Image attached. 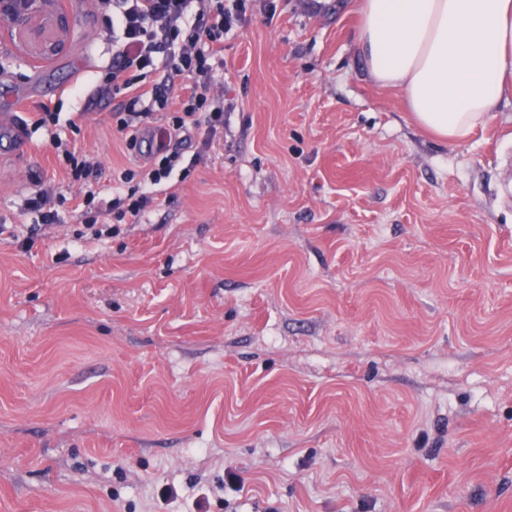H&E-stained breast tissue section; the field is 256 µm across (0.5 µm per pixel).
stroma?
<instances>
[{
  "label": "stroma",
  "mask_w": 512,
  "mask_h": 512,
  "mask_svg": "<svg viewBox=\"0 0 512 512\" xmlns=\"http://www.w3.org/2000/svg\"><path fill=\"white\" fill-rule=\"evenodd\" d=\"M360 3L229 33L223 130L112 237L52 152L0 156V512H512V98L427 133L357 53ZM111 67L96 0L0 27V113L51 99L33 140L96 156L105 203L144 161ZM58 198L55 185L50 182L41 183L40 187L24 200L23 210L37 214V225H39V221L45 226L57 224L59 215L55 206Z\"/></svg>",
  "instance_id": "35a3bbf8"
}]
</instances>
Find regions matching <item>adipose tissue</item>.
Segmentation results:
<instances>
[{
	"label": "adipose tissue",
	"instance_id": "ef3b65f1",
	"mask_svg": "<svg viewBox=\"0 0 512 512\" xmlns=\"http://www.w3.org/2000/svg\"><path fill=\"white\" fill-rule=\"evenodd\" d=\"M356 48L417 125L457 143L512 94V0H362Z\"/></svg>",
	"mask_w": 512,
	"mask_h": 512
}]
</instances>
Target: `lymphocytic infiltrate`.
Here are the masks:
<instances>
[{
    "label": "lymphocytic infiltrate",
    "instance_id": "1",
    "mask_svg": "<svg viewBox=\"0 0 512 512\" xmlns=\"http://www.w3.org/2000/svg\"><path fill=\"white\" fill-rule=\"evenodd\" d=\"M112 8V91L122 100L112 118L127 148L137 146V134L146 120L160 118L157 146L149 165L127 169L120 181L132 190L112 200L117 220L138 218L153 204L160 185L168 181L185 160L182 142L198 130L214 138L224 126V109L210 90L224 38L249 21L251 0H99ZM168 69L160 83L144 87L158 58ZM51 147L62 161L67 179L82 183L85 199L94 202L92 189L102 174L99 162L60 139Z\"/></svg>",
    "mask_w": 512,
    "mask_h": 512
}]
</instances>
